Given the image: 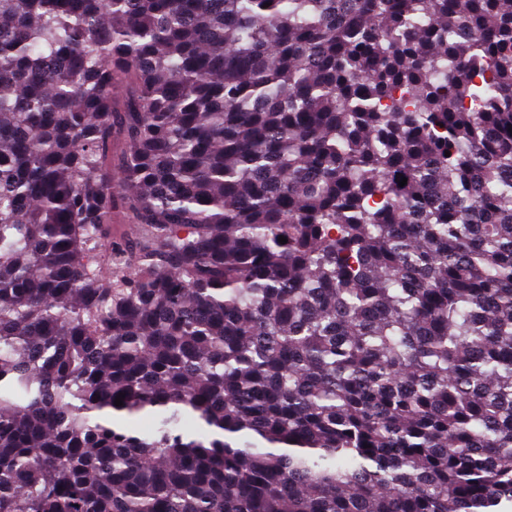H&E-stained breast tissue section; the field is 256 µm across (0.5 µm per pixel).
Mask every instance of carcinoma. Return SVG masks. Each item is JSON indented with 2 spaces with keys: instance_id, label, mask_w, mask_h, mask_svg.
Here are the masks:
<instances>
[{
  "instance_id": "cac0c4a2",
  "label": "carcinoma",
  "mask_w": 512,
  "mask_h": 512,
  "mask_svg": "<svg viewBox=\"0 0 512 512\" xmlns=\"http://www.w3.org/2000/svg\"><path fill=\"white\" fill-rule=\"evenodd\" d=\"M511 128L512 0H0V512L512 504Z\"/></svg>"
}]
</instances>
